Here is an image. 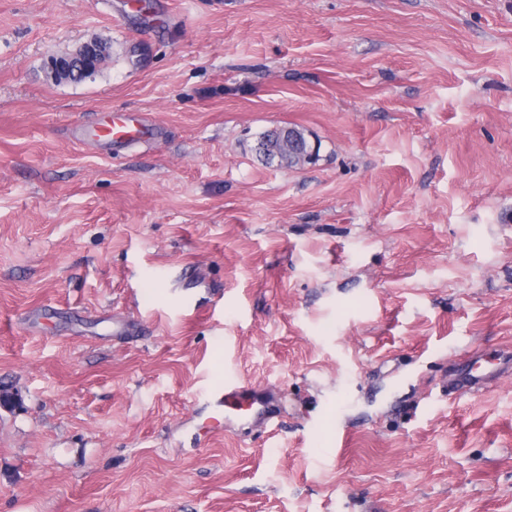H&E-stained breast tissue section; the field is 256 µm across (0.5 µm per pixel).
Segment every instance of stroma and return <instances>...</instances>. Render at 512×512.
Masks as SVG:
<instances>
[{
  "label": "stroma",
  "instance_id": "35a3bbf8",
  "mask_svg": "<svg viewBox=\"0 0 512 512\" xmlns=\"http://www.w3.org/2000/svg\"><path fill=\"white\" fill-rule=\"evenodd\" d=\"M502 354L512 0H0V512H512ZM96 55L97 50L93 46L84 45L80 50H77L65 58H52L48 62L50 76L56 82L63 79L72 80L81 74L87 73L91 69ZM99 68L100 67L93 68L89 73L75 81L82 80L94 74ZM112 112L95 123L81 128L78 135L97 143L123 148L139 142L151 134V129L142 120L135 119L124 112ZM289 130L290 128L281 126L265 131V134L258 138L254 147L256 155L269 161L272 160V164L276 163L277 166H280L282 157L279 145L280 143H286ZM492 372L475 375L472 370H461L452 378L453 385L461 392H471L480 389L491 377ZM216 410H224L225 424L233 422L247 412L256 424H266L281 413L279 398L268 387L242 382H225L224 390L217 391L209 401Z\"/></svg>",
  "mask_w": 512,
  "mask_h": 512
}]
</instances>
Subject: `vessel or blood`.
<instances>
[{
    "instance_id": "vessel-or-blood-1",
    "label": "vessel or blood",
    "mask_w": 512,
    "mask_h": 512,
    "mask_svg": "<svg viewBox=\"0 0 512 512\" xmlns=\"http://www.w3.org/2000/svg\"><path fill=\"white\" fill-rule=\"evenodd\" d=\"M150 133L142 120L120 111L108 113L79 131L81 138L122 148L139 142ZM210 404L223 411L228 423L245 413L254 423L263 425L281 412L279 398L271 389L238 381L225 383L223 390L212 396Z\"/></svg>"
}]
</instances>
